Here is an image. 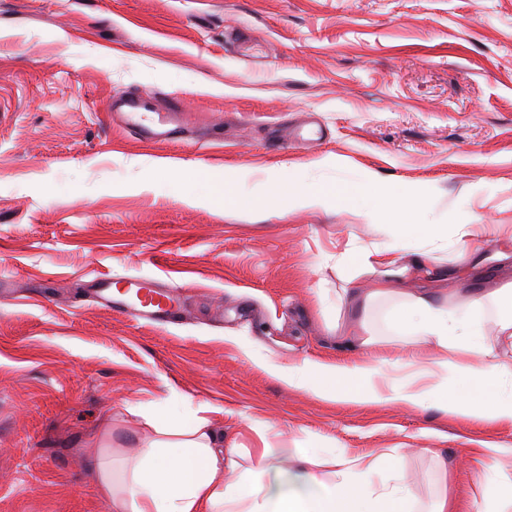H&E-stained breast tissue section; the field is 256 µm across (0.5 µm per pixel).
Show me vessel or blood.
Instances as JSON below:
<instances>
[{"instance_id": "b4317fda", "label": "vessel or blood", "mask_w": 512, "mask_h": 512, "mask_svg": "<svg viewBox=\"0 0 512 512\" xmlns=\"http://www.w3.org/2000/svg\"><path fill=\"white\" fill-rule=\"evenodd\" d=\"M107 112L112 121L145 141L176 139L188 123V114L175 97L158 104L150 97L133 96L112 102ZM97 286L112 310L134 319L165 324L177 321L181 313L174 287L162 288L153 280L133 277L124 289L116 290L111 278L102 277Z\"/></svg>"}]
</instances>
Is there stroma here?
I'll return each mask as SVG.
<instances>
[{
  "instance_id": "obj_1",
  "label": "stroma",
  "mask_w": 512,
  "mask_h": 512,
  "mask_svg": "<svg viewBox=\"0 0 512 512\" xmlns=\"http://www.w3.org/2000/svg\"><path fill=\"white\" fill-rule=\"evenodd\" d=\"M130 94L191 121L143 142L107 120ZM327 155L426 185L440 233L371 267L343 254L387 247L386 221L254 205L275 175L332 183ZM469 216L496 232L463 262ZM104 275L179 286L181 324L102 307ZM509 284L512 0H0V512H106L89 444L135 452L154 434L136 403L163 399L213 406L228 448L260 422L284 459L311 440L397 455L415 512H468L471 459L512 471V426L322 401L251 359L365 354L347 301L372 288L456 311Z\"/></svg>"
}]
</instances>
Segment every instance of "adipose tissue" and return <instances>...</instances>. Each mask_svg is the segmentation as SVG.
Segmentation results:
<instances>
[{"instance_id":"adipose-tissue-1","label":"adipose tissue","mask_w":512,"mask_h":512,"mask_svg":"<svg viewBox=\"0 0 512 512\" xmlns=\"http://www.w3.org/2000/svg\"><path fill=\"white\" fill-rule=\"evenodd\" d=\"M336 191L375 216L398 199L409 219L393 225L395 243L440 230L418 219L428 196L424 186L410 185L397 194L363 171L354 181L337 184ZM282 195L292 210L320 208L329 198L317 185L274 183L263 206ZM392 294L389 288L374 290L380 304L373 317L380 330L364 344L390 343L394 359L368 354L348 364L307 359L288 365L260 359L257 367L324 401L396 402L451 418L512 424V364L500 361L486 334V296L474 297L465 311L451 312L427 295L394 306ZM142 408L155 440L131 456L116 457L100 446L90 454L108 512H411L397 456L350 457L312 441L285 462L264 425H253V447L228 449L206 415L207 405L187 412L149 401ZM380 468L391 481L378 489L369 476ZM476 478L480 494L471 512H503L512 503V473L480 468Z\"/></svg>"}]
</instances>
